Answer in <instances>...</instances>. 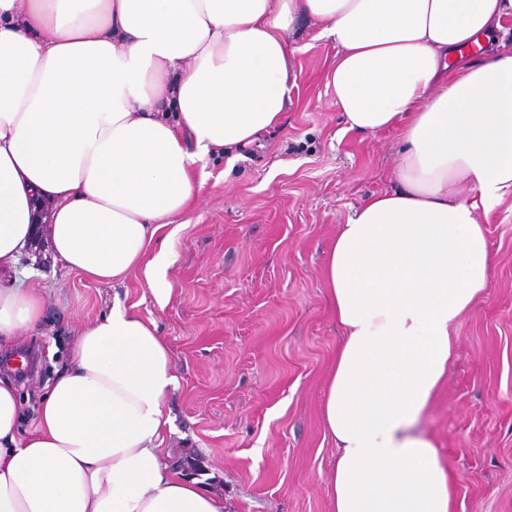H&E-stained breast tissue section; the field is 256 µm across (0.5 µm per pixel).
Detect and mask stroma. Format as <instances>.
Returning a JSON list of instances; mask_svg holds the SVG:
<instances>
[{"label":"stroma","instance_id":"35a3bbf8","mask_svg":"<svg viewBox=\"0 0 512 512\" xmlns=\"http://www.w3.org/2000/svg\"><path fill=\"white\" fill-rule=\"evenodd\" d=\"M319 31L306 19L284 34L298 83L281 125L209 157L196 201L163 229L168 302L140 269L100 285L54 264L45 247L24 259L29 285L50 298L42 327L14 341L47 360L38 378L18 382L23 428L53 371L68 365L74 328L118 300L170 348L169 464L223 497L228 512H329L337 450L319 407L341 330L322 265L353 210L396 188L403 144L395 130H346L328 84L336 47ZM483 222L490 284L454 329L457 356L421 428L455 474V512H512V197Z\"/></svg>","mask_w":512,"mask_h":512}]
</instances>
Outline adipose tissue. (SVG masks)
Returning a JSON list of instances; mask_svg holds the SVG:
<instances>
[{"mask_svg": "<svg viewBox=\"0 0 512 512\" xmlns=\"http://www.w3.org/2000/svg\"><path fill=\"white\" fill-rule=\"evenodd\" d=\"M509 15L512 0H0V341L43 319L47 292L18 275L40 238L85 281L141 267L169 299L159 231L211 154L281 123L297 85L283 33L316 20L348 130L405 144L399 190L358 205L323 265L343 331L320 407L331 512H453L418 424L489 283L478 214L512 194V46L464 55ZM175 381L154 322L120 302L74 330L31 429L0 375V512H227L164 458Z\"/></svg>", "mask_w": 512, "mask_h": 512, "instance_id": "1", "label": "adipose tissue"}]
</instances>
